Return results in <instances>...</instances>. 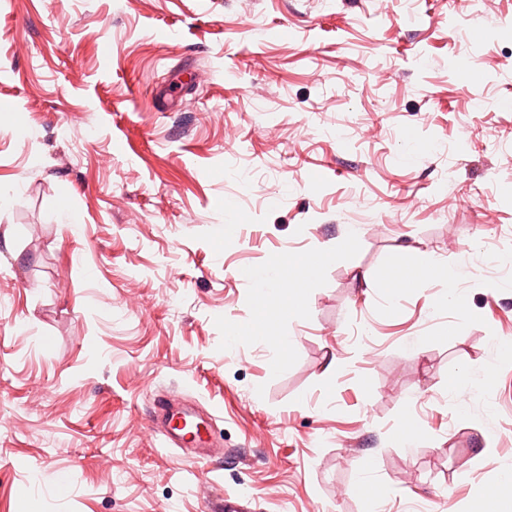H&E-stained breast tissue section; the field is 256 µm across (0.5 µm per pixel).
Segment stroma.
I'll return each mask as SVG.
<instances>
[{
	"label": "stroma",
	"instance_id": "obj_1",
	"mask_svg": "<svg viewBox=\"0 0 512 512\" xmlns=\"http://www.w3.org/2000/svg\"><path fill=\"white\" fill-rule=\"evenodd\" d=\"M1 108L0 512H512V0H0ZM254 291L260 298H280L285 289L281 288L283 271L279 263L271 262L251 273ZM180 418L193 426V436H190V430L175 425ZM151 422L162 426L167 438L179 448H209L207 423L195 413H173L168 410L167 403H158L153 405ZM199 426L202 427V432L198 428L196 430Z\"/></svg>",
	"mask_w": 512,
	"mask_h": 512
}]
</instances>
